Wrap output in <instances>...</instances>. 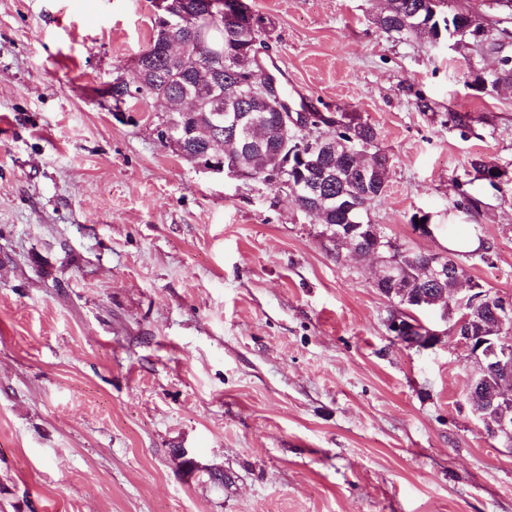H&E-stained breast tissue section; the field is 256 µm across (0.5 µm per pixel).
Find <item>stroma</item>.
Returning a JSON list of instances; mask_svg holds the SVG:
<instances>
[{"instance_id": "obj_1", "label": "stroma", "mask_w": 512, "mask_h": 512, "mask_svg": "<svg viewBox=\"0 0 512 512\" xmlns=\"http://www.w3.org/2000/svg\"><path fill=\"white\" fill-rule=\"evenodd\" d=\"M249 2L289 92L375 127L371 223L430 253L479 230L493 260L468 275L512 298V180L468 164L512 173V87L473 83L494 56L391 37L382 0ZM155 12L0 0V512H512L467 350L395 340L372 260L286 189L196 168L166 105L109 95Z\"/></svg>"}]
</instances>
